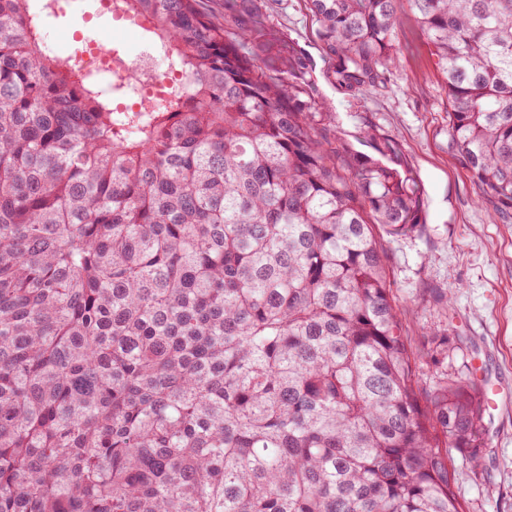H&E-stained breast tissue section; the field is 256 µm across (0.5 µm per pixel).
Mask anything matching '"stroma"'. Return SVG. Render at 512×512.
Segmentation results:
<instances>
[{
    "label": "stroma",
    "mask_w": 512,
    "mask_h": 512,
    "mask_svg": "<svg viewBox=\"0 0 512 512\" xmlns=\"http://www.w3.org/2000/svg\"><path fill=\"white\" fill-rule=\"evenodd\" d=\"M396 61L387 89L345 95L326 78L329 60L305 0H277L270 22L314 61L320 100L338 138L355 141L366 126L392 136L424 190L421 235L376 234L388 256L387 280L406 335L417 345L448 335V369L471 368L485 384L512 385V215L501 214L448 147V101L431 48L398 6ZM56 52L100 42L126 57L151 45L140 24L100 11L99 0H61L41 20ZM451 293L448 310L433 308L427 289ZM478 462L452 448L456 493L465 512H512V411L484 419Z\"/></svg>",
    "instance_id": "obj_1"
}]
</instances>
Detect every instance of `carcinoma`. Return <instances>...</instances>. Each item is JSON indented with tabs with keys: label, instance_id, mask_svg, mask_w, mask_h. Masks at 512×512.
<instances>
[{
	"label": "carcinoma",
	"instance_id": "cac0c4a2",
	"mask_svg": "<svg viewBox=\"0 0 512 512\" xmlns=\"http://www.w3.org/2000/svg\"><path fill=\"white\" fill-rule=\"evenodd\" d=\"M397 2L307 0L341 92L387 83ZM408 2L449 147L511 210L512 0ZM58 6L0 0V512H461L442 449L481 447L480 384L398 318L399 144L329 140L268 0H112L181 75L126 112L46 47Z\"/></svg>",
	"mask_w": 512,
	"mask_h": 512
}]
</instances>
